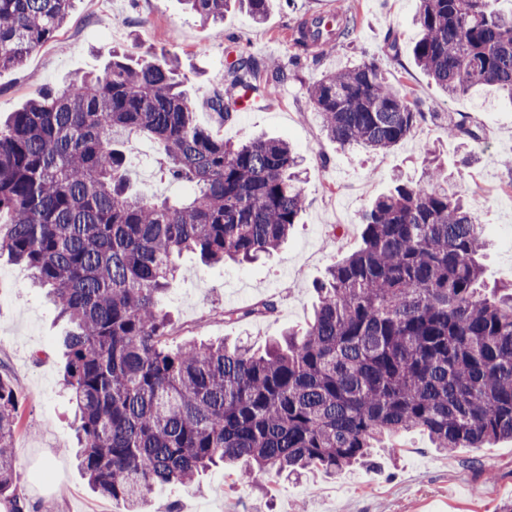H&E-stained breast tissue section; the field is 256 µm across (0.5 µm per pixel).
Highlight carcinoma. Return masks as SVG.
Returning <instances> with one entry per match:
<instances>
[{
  "label": "carcinoma",
  "instance_id": "cac0c4a2",
  "mask_svg": "<svg viewBox=\"0 0 512 512\" xmlns=\"http://www.w3.org/2000/svg\"><path fill=\"white\" fill-rule=\"evenodd\" d=\"M236 1L264 19L273 0H185L203 21ZM74 0H0V69L56 40ZM415 64L450 97L494 86L512 99V11L495 0H419ZM357 18L300 21L294 43L319 59L354 38ZM286 65L242 53L207 100L220 122ZM309 98L342 147L386 153L428 113L364 63L323 74ZM453 137L471 148L479 130ZM154 143L161 175L185 197L129 189L121 146ZM302 158L287 142H228L200 126L176 55L112 51L103 70L43 88L0 124V254L25 264L71 329L63 380L79 412L77 456L91 488L140 512L158 486L220 465L257 474L335 475L389 452L410 430L435 448L512 438V282L485 291V226L442 166L396 178L359 217L362 245L316 284L306 327L262 354L243 345L175 344L161 298L175 258L249 262L277 250L305 209ZM276 304L224 311L265 318ZM19 398L0 376V500L23 512L11 440Z\"/></svg>",
  "mask_w": 512,
  "mask_h": 512
}]
</instances>
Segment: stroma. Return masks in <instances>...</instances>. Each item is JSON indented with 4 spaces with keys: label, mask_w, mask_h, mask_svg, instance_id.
Here are the masks:
<instances>
[{
    "label": "stroma",
    "mask_w": 512,
    "mask_h": 512,
    "mask_svg": "<svg viewBox=\"0 0 512 512\" xmlns=\"http://www.w3.org/2000/svg\"><path fill=\"white\" fill-rule=\"evenodd\" d=\"M325 6L358 14L354 41L292 67L296 51L285 31ZM417 6L418 0H277L263 22L233 8L213 26L182 0H78L57 42L42 47L22 68L0 70V120L35 91L103 68L113 49L138 56L164 48L181 60L197 123L232 142L263 133L289 142L302 155L307 207L278 250L243 266L205 265L192 254L179 258V279L163 300L179 342L241 340L261 350L285 328L304 326L316 280L348 249L360 246L361 212L389 190L394 174L419 179L431 147L481 215L491 242L484 260L488 283L512 282V167L502 163L504 155L512 156V101L489 86L445 96L411 54L419 36ZM390 35L397 37L399 52L389 50ZM231 49L262 63L287 64L289 70L286 81L262 85L259 109L222 123L206 98L223 84ZM362 63L375 64L431 114L412 137L384 154L341 148L322 130L308 98L309 85L322 73ZM463 116L482 134L469 164L448 135L449 124ZM124 151L138 190L157 197L187 194V187L159 179L149 143L134 141ZM266 298L277 302L273 316L225 321L224 310ZM65 331L43 290L32 287L28 268L0 256V373L11 377L20 399L13 456L25 512H124L122 503L90 489L72 453L76 408L63 385L58 345ZM486 470L496 480L480 496L476 487ZM261 482L258 488L237 484L215 468L191 483L156 488L143 512H293L298 506L304 512H494L499 500L512 498V439L442 453L421 432L411 431L400 437L396 453L379 450L374 467L290 481L265 476Z\"/></svg>",
    "instance_id": "obj_1"
}]
</instances>
